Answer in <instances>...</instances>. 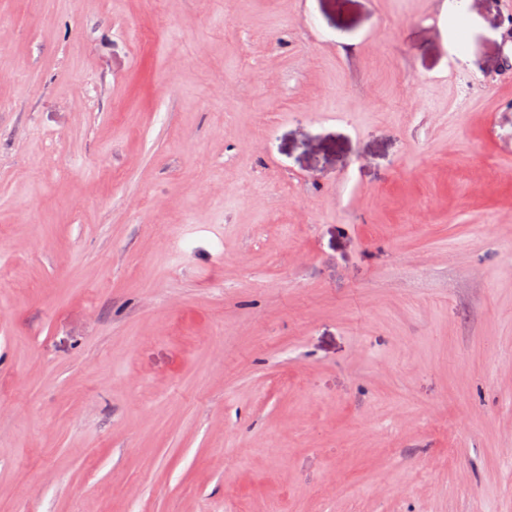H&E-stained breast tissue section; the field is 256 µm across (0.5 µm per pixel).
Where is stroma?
I'll return each mask as SVG.
<instances>
[{"label": "stroma", "instance_id": "stroma-1", "mask_svg": "<svg viewBox=\"0 0 512 512\" xmlns=\"http://www.w3.org/2000/svg\"><path fill=\"white\" fill-rule=\"evenodd\" d=\"M466 11L459 62L446 0H0V512H512Z\"/></svg>", "mask_w": 512, "mask_h": 512}]
</instances>
